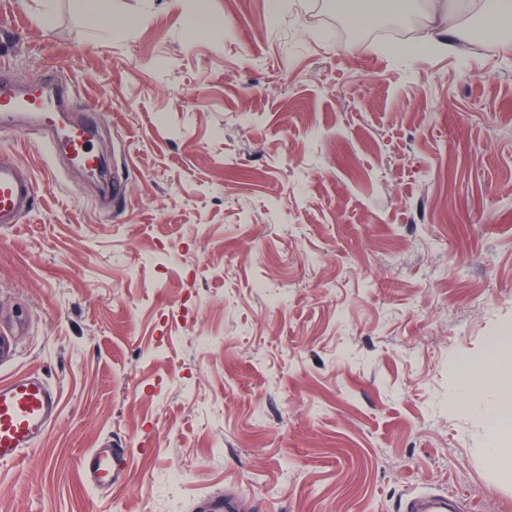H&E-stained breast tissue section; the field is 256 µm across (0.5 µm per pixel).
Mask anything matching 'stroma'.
<instances>
[{"label": "stroma", "mask_w": 512, "mask_h": 512, "mask_svg": "<svg viewBox=\"0 0 512 512\" xmlns=\"http://www.w3.org/2000/svg\"><path fill=\"white\" fill-rule=\"evenodd\" d=\"M43 2L0 0V63L80 83L122 190L0 136L37 180L0 227V382L60 399L0 512H512L498 394L452 374L512 336V52L385 0L396 45L336 0H112V39ZM106 439L127 469L99 490L78 459ZM461 502L445 494L412 493L405 497L403 512H457Z\"/></svg>", "instance_id": "35a3bbf8"}]
</instances>
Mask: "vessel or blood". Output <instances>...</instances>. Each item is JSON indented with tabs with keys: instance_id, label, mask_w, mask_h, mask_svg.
Returning <instances> with one entry per match:
<instances>
[{
	"instance_id": "obj_1",
	"label": "vessel or blood",
	"mask_w": 512,
	"mask_h": 512,
	"mask_svg": "<svg viewBox=\"0 0 512 512\" xmlns=\"http://www.w3.org/2000/svg\"><path fill=\"white\" fill-rule=\"evenodd\" d=\"M42 84L50 91L42 96L19 86L9 68L0 66V132H33L44 147L56 151L66 140L70 155L89 171L102 167L94 148L99 125L93 112H75L72 101L80 90L45 71ZM36 184L31 172L12 160H0V225L19 224L31 212ZM57 391L42 379L29 375L0 385V465L18 461L37 448L58 415ZM126 451L101 443L83 455L80 464L91 483L106 487L124 472ZM458 499L444 494L420 492L406 496L403 512H459Z\"/></svg>"
}]
</instances>
